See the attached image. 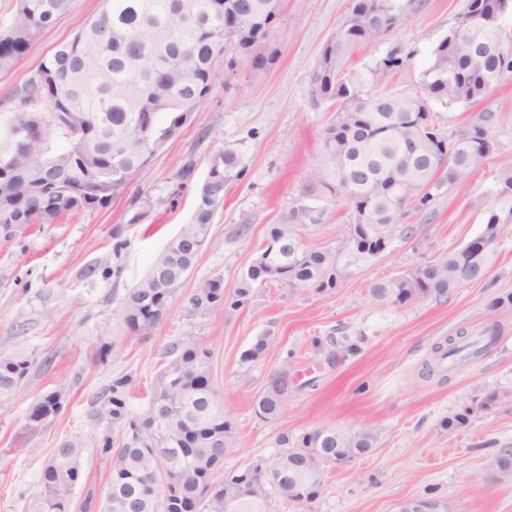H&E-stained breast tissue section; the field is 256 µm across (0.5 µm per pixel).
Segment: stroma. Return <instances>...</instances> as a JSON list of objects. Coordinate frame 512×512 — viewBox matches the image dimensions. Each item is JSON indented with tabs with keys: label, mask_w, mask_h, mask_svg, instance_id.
<instances>
[{
	"label": "stroma",
	"mask_w": 512,
	"mask_h": 512,
	"mask_svg": "<svg viewBox=\"0 0 512 512\" xmlns=\"http://www.w3.org/2000/svg\"><path fill=\"white\" fill-rule=\"evenodd\" d=\"M467 0H413L386 35L351 53L347 67H367L390 51L403 59L381 91L416 90L431 52L447 35ZM352 0H282L275 40L261 47L262 67L241 60L220 76L181 135L111 203L73 212L53 224H33L0 243V355L26 352L33 360L26 383L0 404V512H30L41 470L63 440L85 443L82 480L72 512H84L88 493H102L108 458L99 442L120 429L99 415L101 396L114 378L131 375L132 409L149 399L151 384L172 343L193 341L211 353L218 400L235 442L224 456L232 473L269 462L280 435L320 426L369 432L371 453L330 469L319 497L301 505L272 496L270 512H401L414 502L426 512H512V477L492 475L488 462L512 451V72L480 101L434 104L448 135L481 113L494 152L466 180L432 189L423 206L409 205L385 252L352 267L336 288H297L275 282L253 289L233 307L242 275L283 223L320 156V133L331 114L309 98V84L324 42L345 18ZM102 7V0H70L66 15L7 71H0V104L59 43ZM234 149L241 174L228 184L211 240L177 290L151 335L130 334L123 302L152 258L188 223L197 184L218 150ZM197 162L194 182L178 185L187 158ZM141 197L143 218L131 223L130 202ZM323 223L299 231L307 250L342 253L348 206L325 201ZM500 218L494 257L482 279L451 294L401 306L376 301L373 283L404 274L478 236L490 215ZM224 283V306L193 311L190 299L204 283ZM495 329L481 355L434 367V349L449 338ZM256 358L246 353L258 339ZM107 357H100L103 344ZM286 374L287 410L274 419L255 411L270 380ZM59 391L61 410L31 431L26 415L37 395ZM470 410L466 425L448 418Z\"/></svg>",
	"instance_id": "obj_1"
}]
</instances>
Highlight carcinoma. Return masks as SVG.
I'll use <instances>...</instances> for the list:
<instances>
[{"mask_svg": "<svg viewBox=\"0 0 512 512\" xmlns=\"http://www.w3.org/2000/svg\"><path fill=\"white\" fill-rule=\"evenodd\" d=\"M69 0H12L0 18V70L14 67L66 11ZM499 0H467L455 28L466 33L457 43L443 37L431 54L418 90L427 102L448 105L475 102L512 72V32L500 29ZM272 0H103L101 10L74 37L59 44L15 89L13 104L0 125V214L14 224H52L70 211H93L133 185L154 157V150L178 138L219 76L224 44L261 64L254 47L272 41L278 17ZM398 0H354L336 33L324 44L313 70L309 95L332 108L334 118L323 130L322 163L309 172L301 197L270 238L298 237L305 224H320L324 209L315 201L330 196L347 202L353 223L372 225L376 242L348 248L342 258L291 245L267 247L247 268L237 287L238 306L254 288L275 279L291 288H335L351 267L378 256L382 241L398 226L403 209L421 205L430 190L466 179L493 152L488 128L493 114L484 112L455 140L436 126L434 114L416 121L417 93L389 95L385 111L370 115V98L382 79L402 64L390 52L373 68L345 69L353 48L382 36L388 20L397 21ZM237 153L224 148L209 159L198 187L195 209L177 239L208 242L216 210L224 204V183L239 177ZM491 216L485 230L460 248L423 263L405 276L377 281L374 299L403 305L420 296L449 294L466 282L463 274L488 266L499 232ZM174 276L167 250L154 258L147 274L128 294L124 321L142 336L163 319L177 289L161 284ZM195 310L216 308L213 282L191 297ZM32 359L25 352L0 355V403L8 402L26 381ZM210 352L194 342L172 346L157 374L146 407L129 408L133 378L112 381L103 396L101 414L121 426L114 446L106 435L101 452L110 459V478L96 505L99 512H227V501L241 493V512H269L271 496L300 502L315 499L327 466L319 459L347 448L357 455L374 447L368 432L328 427L296 438L282 435L285 451L312 460L307 480L278 481L262 463L232 474L226 483L216 474L234 436L224 419V406L208 383ZM280 375L271 380L261 413L267 419L288 406V389ZM60 406L50 397L35 404L27 416L34 431L55 416ZM81 438L62 442L46 462L41 492L31 512H70L72 492L81 479ZM167 466L186 474L180 487L166 495L146 479ZM487 468L512 476V453L491 459Z\"/></svg>", "mask_w": 512, "mask_h": 512, "instance_id": "cac0c4a2", "label": "carcinoma"}]
</instances>
